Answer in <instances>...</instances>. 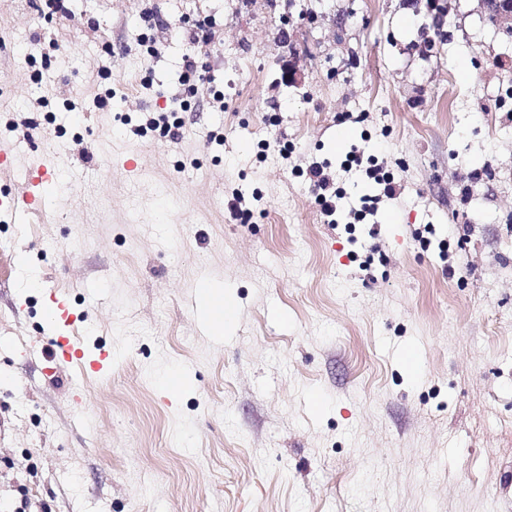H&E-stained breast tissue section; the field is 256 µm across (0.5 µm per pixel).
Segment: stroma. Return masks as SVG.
Listing matches in <instances>:
<instances>
[{
    "label": "stroma",
    "mask_w": 512,
    "mask_h": 512,
    "mask_svg": "<svg viewBox=\"0 0 512 512\" xmlns=\"http://www.w3.org/2000/svg\"><path fill=\"white\" fill-rule=\"evenodd\" d=\"M437 2L440 25L417 0H69L51 21L0 0V125L41 96L56 116L8 134L0 199L39 154L58 161L44 211L0 221V512H512V20ZM199 15L220 33L182 137L127 135L125 116L181 97ZM104 66L117 96L99 110ZM355 145L402 194L334 227L306 171L327 164L358 204L377 187L343 170ZM235 189L263 195L250 223L229 216ZM206 281L235 309L224 326L193 308ZM52 291L69 324L41 317ZM58 334L106 343L111 372L45 374Z\"/></svg>",
    "instance_id": "1"
}]
</instances>
